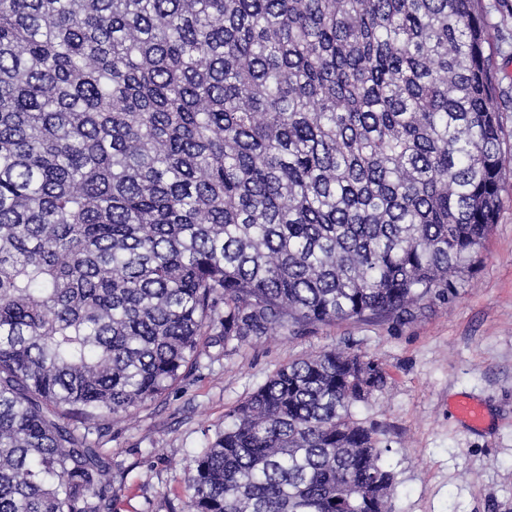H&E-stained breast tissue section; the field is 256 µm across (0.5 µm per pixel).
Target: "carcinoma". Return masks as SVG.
Listing matches in <instances>:
<instances>
[{"label": "carcinoma", "mask_w": 512, "mask_h": 512, "mask_svg": "<svg viewBox=\"0 0 512 512\" xmlns=\"http://www.w3.org/2000/svg\"><path fill=\"white\" fill-rule=\"evenodd\" d=\"M481 0H0V512H112V423L229 345L447 300L502 204ZM323 350L224 414L183 512H388Z\"/></svg>", "instance_id": "cac0c4a2"}]
</instances>
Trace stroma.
<instances>
[{"label": "stroma", "mask_w": 512, "mask_h": 512, "mask_svg": "<svg viewBox=\"0 0 512 512\" xmlns=\"http://www.w3.org/2000/svg\"><path fill=\"white\" fill-rule=\"evenodd\" d=\"M483 6L511 134L512 0ZM331 348L374 357L387 372L383 389L355 414L376 427L396 475L391 512H512V171L485 247L450 302L421 304L400 323L344 321L205 347L198 371L114 422L104 444L116 477L114 512H182L185 478L225 413L281 366ZM461 397L484 407L481 428L455 416Z\"/></svg>", "instance_id": "obj_1"}]
</instances>
